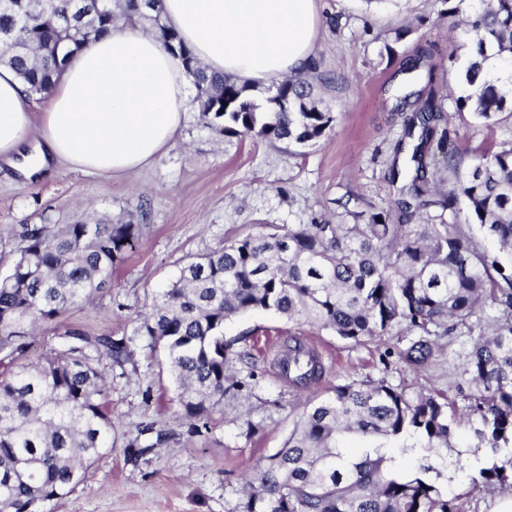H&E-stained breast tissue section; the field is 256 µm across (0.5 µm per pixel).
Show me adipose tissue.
<instances>
[{
	"label": "adipose tissue",
	"instance_id": "ef3b65f1",
	"mask_svg": "<svg viewBox=\"0 0 512 512\" xmlns=\"http://www.w3.org/2000/svg\"><path fill=\"white\" fill-rule=\"evenodd\" d=\"M168 24L207 70L263 88L303 74L317 0H161ZM179 54L121 20L72 55L40 105L0 67V160L27 174L55 161L100 176L147 165L178 137L191 107Z\"/></svg>",
	"mask_w": 512,
	"mask_h": 512
}]
</instances>
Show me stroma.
Masks as SVG:
<instances>
[{"label": "stroma", "instance_id": "35a3bbf8", "mask_svg": "<svg viewBox=\"0 0 512 512\" xmlns=\"http://www.w3.org/2000/svg\"><path fill=\"white\" fill-rule=\"evenodd\" d=\"M446 8L445 0H318L319 35L303 77L313 86L312 101L329 108L334 120L312 145L219 138L193 109L168 150L121 176L86 174L62 163L51 174L27 179L0 163V274L10 265L8 252L22 225L135 223L141 212L149 214L139 243L106 287L61 319L67 327L129 338L135 355L112 369L111 452L66 498L47 504L46 512H242L246 478L281 446L298 415V395L274 363L279 344L292 336L319 352L327 385L382 379L447 395L454 410L465 413L471 387L462 368L473 330L496 316L490 307L471 328L442 337L432 359L418 369L385 354L408 345L412 335L402 326L385 343L351 345L317 325L267 311L234 317L224 334L251 350L257 378L250 391L226 396L198 421L194 434L180 420L162 347L136 333L186 257L319 216L352 224L393 204L392 165L405 161L413 146L404 136L407 115L396 109V90L405 79L403 62L420 45L433 48L434 88L453 94L443 108L455 146L472 154L512 139V120L488 128L457 111L458 70L477 34L452 30ZM149 425L168 433V443L131 456L129 442ZM456 433L458 463L442 469L436 483L455 498L459 512H495L498 497L512 487H474L476 466L492 461L468 426L458 425Z\"/></svg>", "mask_w": 512, "mask_h": 512}]
</instances>
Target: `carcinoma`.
Listing matches in <instances>:
<instances>
[{"instance_id":"1","label":"carcinoma","mask_w":512,"mask_h":512,"mask_svg":"<svg viewBox=\"0 0 512 512\" xmlns=\"http://www.w3.org/2000/svg\"><path fill=\"white\" fill-rule=\"evenodd\" d=\"M160 0H0V64L13 67L31 95L49 93L69 56L112 26L118 14L149 20L169 51L179 53L201 98L200 121L212 133L307 145L334 121L307 102L300 79H286L259 112L247 87L209 72L164 22ZM450 16H467L479 33L461 70L466 92L455 99L486 127L512 119V0H445ZM427 45L403 71L433 83ZM412 109L406 136L416 139L394 205L365 224H290L281 233L247 235L189 260L163 291L137 334L164 348L178 383L176 406L195 432L224 395L249 388L230 374L235 361L252 364L251 352L224 339V324L255 310L289 321H311L354 344L381 343L404 325L418 333L398 357L426 364L437 341L468 326L486 303L498 317L473 340L463 375L476 393L465 418L481 445L507 454L505 464L481 467L476 485L512 479V262L483 249L470 231L479 225L512 254V140L470 159L440 128L443 108L434 91L397 97ZM445 154L453 182L445 191L428 175L433 144ZM435 208L437 224H410ZM465 220H460L462 213ZM137 224L97 221L25 224L0 276V512H44L68 495L90 465L112 450V410L106 397L112 365L131 360L129 340L79 328L57 334L38 364L18 362L35 330L52 327L70 309L90 302L124 263L143 234ZM281 361L288 382L310 391L282 446L263 458L248 482L243 512H457L428 474L429 463L403 473L395 455L436 448L448 462L455 427L448 400L414 394L384 381L353 380L322 386L325 367L305 339L294 336ZM369 438L350 448L345 437Z\"/></svg>"}]
</instances>
